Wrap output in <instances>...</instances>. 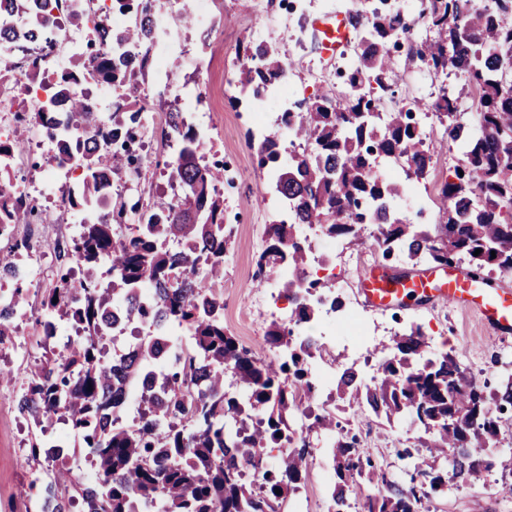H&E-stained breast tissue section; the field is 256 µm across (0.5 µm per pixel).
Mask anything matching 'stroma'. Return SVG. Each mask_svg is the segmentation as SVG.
<instances>
[{
  "label": "stroma",
  "instance_id": "obj_1",
  "mask_svg": "<svg viewBox=\"0 0 512 512\" xmlns=\"http://www.w3.org/2000/svg\"><path fill=\"white\" fill-rule=\"evenodd\" d=\"M326 0H224V50L230 55L255 46L256 33L266 24L276 28L274 38L282 60L291 70L287 82L293 101L310 105L345 89L338 72L351 59L350 48H342L334 59L323 58L319 35L314 26L327 15ZM182 52L170 59L168 68L175 82L196 94L195 115L188 121L206 142V157L224 165L220 192L224 198V225L230 230L227 257L218 273L224 285V329L249 348L256 358L270 360L278 350L269 348L262 337L253 335V327H266L271 317L262 304L264 289L258 284L256 258L264 245L265 227L287 219L288 209L266 183V169L258 165L256 149L262 134L277 138L281 152L291 149V137L281 123L278 107L256 112L252 95H240L229 89L224 111L211 122H203L207 108L202 96L208 83L198 72L193 58L207 56L216 46L195 25H184ZM400 62L399 79L394 88V108H409L412 98L435 99L441 87L453 89L466 106L479 99L476 85L454 69L434 73L419 59L410 57L408 46L395 53ZM144 163L141 176L127 185L124 168L112 172V193L127 204L153 205L170 201L173 190L168 170L159 165L149 146L138 149ZM458 153L455 150L436 155L425 179L412 181L410 188L427 203L431 221L443 223L448 204L440 189L453 174ZM301 233L311 245L313 262L308 265L311 278L320 280L319 296L340 297L343 307L337 318H352L375 328L377 335L389 338L410 327H420L431 352H456L462 364L477 382L496 389L499 380L512 375V336L502 339L487 331L479 317L468 310L445 305L408 304L380 311L364 305L357 297L354 282L365 267L379 265L390 271L405 269L399 259L386 260L374 240L359 248L347 239L330 241L317 225H302ZM60 339L42 341L30 321L16 322L11 341L0 344V512H37L34 499L26 490L36 476L55 468L45 457L29 458L28 448L35 433L32 422L20 415L15 394L25 387L32 371L50 350H61ZM316 407L335 412L343 432L357 435L361 453L370 455L388 474L400 475L403 463L397 449L420 445L424 432L412 420L387 425L373 412L357 415L343 407L335 387L318 392ZM319 436H311L308 477L300 493L281 505V512H329L330 494L335 483L329 448L320 446ZM512 483V466L480 473L465 483H449L443 491L430 494L423 512H512V497L503 496V484Z\"/></svg>",
  "mask_w": 512,
  "mask_h": 512
}]
</instances>
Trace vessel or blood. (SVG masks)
<instances>
[{"label":"vessel or blood","instance_id":"obj_1","mask_svg":"<svg viewBox=\"0 0 512 512\" xmlns=\"http://www.w3.org/2000/svg\"><path fill=\"white\" fill-rule=\"evenodd\" d=\"M316 28L324 55H334L350 39L351 20L336 14L318 19ZM358 294L366 306L384 310L392 304L409 301H433L455 309H469L492 332L512 331V289L492 287L462 268L450 266L443 271L426 270L400 278L386 269L371 266L359 274Z\"/></svg>","mask_w":512,"mask_h":512}]
</instances>
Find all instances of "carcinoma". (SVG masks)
I'll return each instance as SVG.
<instances>
[{
  "label": "carcinoma",
  "mask_w": 512,
  "mask_h": 512,
  "mask_svg": "<svg viewBox=\"0 0 512 512\" xmlns=\"http://www.w3.org/2000/svg\"><path fill=\"white\" fill-rule=\"evenodd\" d=\"M366 11L351 14L353 29L363 31L361 58L342 72L348 87L336 99H324L283 113L282 122L304 151L279 169L276 190L288 199L290 222L266 228V246L258 254V273L265 278L288 265L292 275L283 289L295 305V323L315 316L306 295L318 287L306 268L310 246L297 237L301 224H318L331 238L343 237L362 246V226H375L374 242L383 257L401 254L406 262L449 263L464 259L488 274L512 276V8L506 0L475 11L469 0H422L418 19L434 38L414 42L412 51L435 71L452 67L480 88L474 112L461 109L459 97L441 90L431 103L380 112L388 79L397 61L393 51L411 38L412 27L397 5L369 0ZM122 12L138 13L124 42L136 49L152 38V20L142 0H112ZM47 30L64 23H84L79 8L67 0H45L41 18L29 13V0H0V11ZM147 54L118 58L103 52L71 59V67L49 84V96L66 100L77 78L93 76L125 87L147 65ZM288 67L271 44H258L241 63L236 83L241 91L260 95L286 81ZM434 113L444 123L443 139L428 140L414 112ZM76 124L87 148L80 155L82 195L74 205L104 203L100 186L109 152L106 143L135 141L121 121L103 123L84 103ZM168 127L182 141L170 161V178L181 195L157 206L115 201L100 219L82 226L72 256L87 267L82 278L62 264L56 285L46 291L42 306L72 325L76 338L47 357L16 400L19 414L44 428L62 421L91 450L97 485L83 487L63 470L31 484L35 496L56 503V512H70L81 499L84 512H129L131 500L160 512H277L278 502L299 492L308 476L307 435L331 436L339 423L331 413L308 412L309 424L297 431L296 391L315 398L311 380V346L271 322L264 341L288 352V359H256L237 339L224 332V291L215 278L224 265L229 236L224 226L223 180L219 164L203 162L204 142L179 112L168 113ZM459 155L453 178L441 194L448 201L442 224H412L399 211L409 181L426 177L433 157L448 144ZM280 157L279 143L266 137L258 148L265 167ZM404 168L405 178L375 171L376 159ZM199 245L202 253L165 249L160 241ZM24 241L0 249V273L17 266ZM481 250L474 255L475 250ZM496 257H491V254ZM112 276L101 289L94 279L100 265ZM154 285L152 299L141 296L143 280ZM58 302H53V298ZM124 302L128 318L154 326L177 325L190 336L188 348L173 352L172 363L148 381L161 353L157 336H144L136 347L109 363L104 359L99 327L112 302ZM418 327L382 344L393 356L380 358V377L369 386L350 366L336 379L339 397L360 411L371 409L388 423L410 417L432 435L423 441L426 453L406 449L398 454L411 485L387 478L370 458L357 450L354 436L339 435L331 455L337 482L331 512H348L350 500L364 496L361 512H417L421 496L413 482L428 481L438 492L450 480L468 481L499 464L493 451L505 424H512V376L492 397L470 379L458 356L425 351ZM244 389L242 398L224 393L225 373ZM140 384L142 412L133 427L117 425L115 410L123 404L125 387ZM284 448L278 466L268 470L262 449L269 443ZM372 489L362 494V482Z\"/></svg>",
  "instance_id": "cac0c4a2"
}]
</instances>
